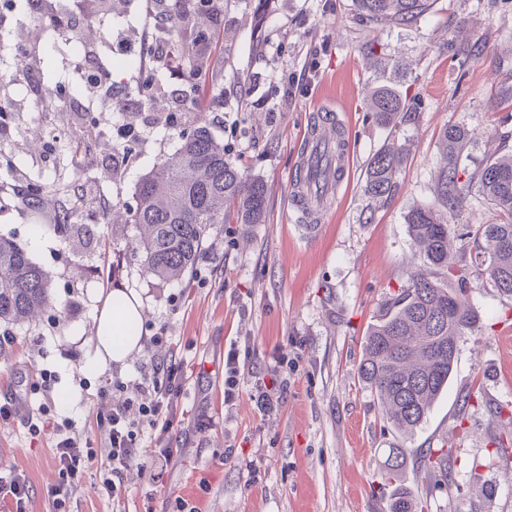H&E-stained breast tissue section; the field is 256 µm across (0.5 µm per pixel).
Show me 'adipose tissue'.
Returning <instances> with one entry per match:
<instances>
[{
	"mask_svg": "<svg viewBox=\"0 0 512 512\" xmlns=\"http://www.w3.org/2000/svg\"><path fill=\"white\" fill-rule=\"evenodd\" d=\"M113 299L105 303L96 319L95 334L91 338L94 352L87 362L89 370L109 364L126 365L141 348L139 333L129 332L130 323L142 320L141 303L131 293L116 289Z\"/></svg>",
	"mask_w": 512,
	"mask_h": 512,
	"instance_id": "adipose-tissue-1",
	"label": "adipose tissue"
}]
</instances>
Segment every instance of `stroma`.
<instances>
[{
	"label": "stroma",
	"mask_w": 512,
	"mask_h": 512,
	"mask_svg": "<svg viewBox=\"0 0 512 512\" xmlns=\"http://www.w3.org/2000/svg\"><path fill=\"white\" fill-rule=\"evenodd\" d=\"M71 0H28L0 6V182L29 177L41 183L74 172L81 187L71 218L75 232L50 231L57 206L24 205L0 193V234L14 237L51 278L55 310L36 325H0L9 340L0 359V396L22 394L13 417L0 420V476L19 473L30 486L29 512H51L55 484L52 434L32 435L27 421L47 410L85 431L94 447L107 442L95 416L115 400L110 382L181 359L180 405L186 410L178 448L161 484L132 468L125 498L94 489L99 469L86 472L73 512H389L394 487L383 478L389 449L405 448L400 482L424 512H512V436L495 409L512 405V299L486 280L470 283L478 329L459 343L453 375L424 423L404 436L382 416L375 394L359 377L365 336L387 301L408 284L418 264L406 216L434 201L442 128L471 134L461 162L474 169L495 152L512 153V0H434L408 26L372 28L353 0H218L212 18L224 39L211 66L220 93L205 111L174 112L173 91L186 80L168 62L151 64L154 86L133 94L147 32L142 0H114L107 25L80 21L82 39L58 30L55 15L73 14ZM263 42H253L255 31ZM29 62L16 71L13 55ZM96 53L112 67L115 96L101 100L71 63ZM397 56L410 67L403 86L408 109L396 134L374 121L367 106L379 69L374 56ZM301 86L287 96L289 81ZM66 93H58L60 83ZM335 111L350 142L351 172L315 234L296 224L288 207L289 174L318 111ZM223 140L232 159L267 187V221L218 224L204 256L183 282L163 284L139 267L115 263L135 229L124 204L141 179L173 152L177 134L198 125ZM406 148L394 192L379 201L364 193L365 170L388 140ZM81 141L71 156L69 145ZM142 302L140 352L121 368H86L96 316L113 289ZM166 327L169 342L150 336ZM246 343L255 354L247 371L263 377L273 352L294 359L277 412L260 415L243 384L224 405V353ZM50 374L49 394L35 390ZM479 400L460 411L458 397ZM237 456L225 458L227 446ZM451 449V486L423 485L417 456ZM493 466H486V459ZM495 481L484 497L479 478Z\"/></svg>",
	"instance_id": "obj_1"
}]
</instances>
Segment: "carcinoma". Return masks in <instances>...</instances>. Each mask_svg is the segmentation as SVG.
I'll use <instances>...</instances> for the list:
<instances>
[{
	"label": "carcinoma",
	"mask_w": 512,
	"mask_h": 512,
	"mask_svg": "<svg viewBox=\"0 0 512 512\" xmlns=\"http://www.w3.org/2000/svg\"><path fill=\"white\" fill-rule=\"evenodd\" d=\"M181 0H171L161 30L179 35ZM372 26L407 25L430 9L429 0H354ZM224 50L214 27L192 28L185 66L199 74L200 94L193 102L200 108L213 86V75L199 65V57ZM389 77L368 93V107L378 126L396 130L407 97L398 89L408 74L396 57L381 63ZM470 140L458 125L444 127L440 137L443 166L435 176L433 192L441 205L417 206L408 214L411 239L422 264L410 274L406 288L395 294L368 331L359 366L362 382L375 393L386 419L403 433L413 434L433 403L448 386L458 344L474 333L478 318L468 298L469 278L487 279L498 292L512 298V154L490 160L470 171L459 159ZM403 149L380 148L365 172L364 190L372 198L391 194ZM478 189L507 216L472 230L474 260L467 261L468 243L458 247L455 225L440 210L452 213ZM75 193L70 182L47 188L37 182L21 190L23 201L39 205L44 196L57 197L54 229L69 230L71 212L63 199ZM267 185L249 176L230 158L224 142L204 126L179 133V146L163 156L138 185L133 203L126 205L128 221L137 232V246L125 257L141 271L162 282L182 280L200 256L203 243L215 224H263L267 216ZM457 273L458 288L448 287L443 275ZM52 308L48 275L14 239L0 235V324L24 327ZM406 449L391 448L384 462L385 480H398ZM421 481L430 485L452 482V454L445 448H428L418 466ZM413 494L400 490L389 512H418Z\"/></svg>",
	"instance_id": "carcinoma-1"
}]
</instances>
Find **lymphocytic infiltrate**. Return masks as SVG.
Returning <instances> with one entry per match:
<instances>
[{"label": "lymphocytic infiltrate", "mask_w": 512, "mask_h": 512, "mask_svg": "<svg viewBox=\"0 0 512 512\" xmlns=\"http://www.w3.org/2000/svg\"><path fill=\"white\" fill-rule=\"evenodd\" d=\"M291 364L287 357L274 356L269 364V378L251 380V397L261 413L278 410L288 386ZM184 380L183 364L170 362L153 367L138 379L115 382L116 390L125 394L113 403L110 411L97 416L98 427L107 429L109 441L103 449L93 448L90 439L77 434L58 433L52 450V462L59 480L52 485L48 496L54 512H71L70 501L89 464L101 461L105 470L96 490L99 495L121 499L126 487L122 477L131 467L148 473L150 480L160 481L166 463L174 454L173 436L183 423L184 415L177 409ZM156 434L158 443L152 455H144L138 437L143 428Z\"/></svg>", "instance_id": "obj_1"}]
</instances>
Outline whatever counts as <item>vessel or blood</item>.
<instances>
[{"label": "vessel or blood", "instance_id": "b4317fda", "mask_svg": "<svg viewBox=\"0 0 512 512\" xmlns=\"http://www.w3.org/2000/svg\"><path fill=\"white\" fill-rule=\"evenodd\" d=\"M337 124L335 117L325 118L311 128L304 141L290 185V207L298 223H319L332 204V191L349 172L348 149H337L325 134Z\"/></svg>", "mask_w": 512, "mask_h": 512}]
</instances>
